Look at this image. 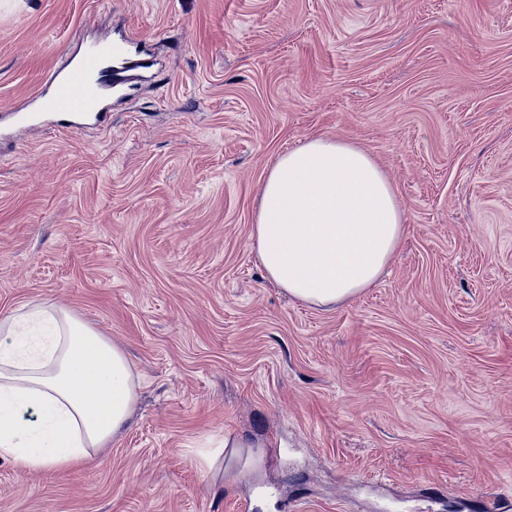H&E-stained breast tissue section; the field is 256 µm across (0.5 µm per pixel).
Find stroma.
I'll return each mask as SVG.
<instances>
[{"instance_id":"1","label":"stroma","mask_w":512,"mask_h":512,"mask_svg":"<svg viewBox=\"0 0 512 512\" xmlns=\"http://www.w3.org/2000/svg\"><path fill=\"white\" fill-rule=\"evenodd\" d=\"M139 36L98 122L3 117ZM388 174L408 232L371 288L293 300L249 246L308 138ZM121 346L130 427L76 470L0 458V512H512V0H17L0 9V319ZM261 447L200 466L204 437Z\"/></svg>"}]
</instances>
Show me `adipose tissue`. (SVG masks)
I'll return each mask as SVG.
<instances>
[{"label":"adipose tissue","mask_w":512,"mask_h":512,"mask_svg":"<svg viewBox=\"0 0 512 512\" xmlns=\"http://www.w3.org/2000/svg\"><path fill=\"white\" fill-rule=\"evenodd\" d=\"M407 231L382 166L320 136L276 157L250 246L265 276L326 307L373 286ZM138 384L123 349L71 310L30 305L0 320V458L71 470L129 423Z\"/></svg>","instance_id":"adipose-tissue-1"}]
</instances>
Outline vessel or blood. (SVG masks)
Here are the masks:
<instances>
[{"mask_svg":"<svg viewBox=\"0 0 512 512\" xmlns=\"http://www.w3.org/2000/svg\"><path fill=\"white\" fill-rule=\"evenodd\" d=\"M137 40L131 34L120 41L102 40L88 46L78 65L50 77V91L42 97L40 111L77 120L100 116L106 110V87L124 83L141 66L128 50Z\"/></svg>","mask_w":512,"mask_h":512,"instance_id":"b4317fda","label":"vessel or blood"}]
</instances>
